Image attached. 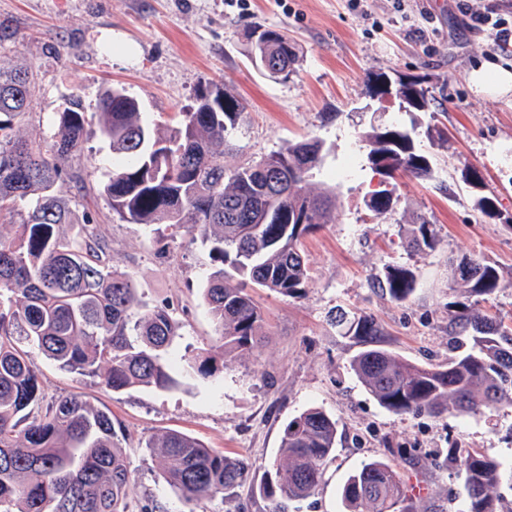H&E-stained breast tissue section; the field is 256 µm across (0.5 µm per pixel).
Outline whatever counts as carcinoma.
<instances>
[{"label": "carcinoma", "mask_w": 512, "mask_h": 512, "mask_svg": "<svg viewBox=\"0 0 512 512\" xmlns=\"http://www.w3.org/2000/svg\"><path fill=\"white\" fill-rule=\"evenodd\" d=\"M272 59L294 67L298 54L288 37L267 31ZM36 88L23 67L0 65V214L31 206L4 231L0 224V512H129L131 473L111 415L78 393L44 402L39 374L27 345H35L59 368L95 376L112 391L134 386L159 390L175 383L168 358L179 325L165 305L148 306L131 277L105 262V240L96 225L68 236L75 223L68 200L54 191L66 162L81 151L85 111L77 98L58 113L48 141L15 132ZM396 97L410 112L428 107L419 81L399 82ZM239 103L227 90L203 91L178 127L145 121L138 99L122 88L103 91L98 125L112 148V178L105 187L112 211L135 224H169L198 232L219 266L202 296L215 320L220 348L251 353L264 335L265 317L253 288L300 298L308 283L302 238L330 221L336 187L316 188L312 171L322 162L323 143L288 144L261 160L224 168V142ZM369 163L393 177L432 172L408 133L387 129L360 136ZM366 206L378 216L391 208L389 191H377ZM430 223L421 218L407 246L431 249ZM460 311L454 316L455 354L448 365L423 367L371 347L351 369L373 398L397 414L481 415L512 406V324L482 312L502 288L498 269L462 260ZM391 297L403 302L415 275L404 267L387 271ZM346 332L380 334L368 316L339 319ZM192 372L209 377L223 357L203 350L189 359ZM336 418L317 406L288 421L279 458L257 486L288 512L323 482L336 447ZM187 512L242 485L252 465L207 447L175 430L145 444ZM454 461L468 494V512H502L499 487H512V467L475 448L453 445ZM344 512H415L400 475L384 460L365 461L342 488Z\"/></svg>", "instance_id": "obj_1"}]
</instances>
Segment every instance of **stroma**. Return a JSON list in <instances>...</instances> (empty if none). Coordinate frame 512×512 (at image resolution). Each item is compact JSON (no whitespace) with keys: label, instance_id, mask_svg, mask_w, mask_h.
<instances>
[{"label":"stroma","instance_id":"35a3bbf8","mask_svg":"<svg viewBox=\"0 0 512 512\" xmlns=\"http://www.w3.org/2000/svg\"><path fill=\"white\" fill-rule=\"evenodd\" d=\"M476 13L512 27V0H0V60L30 65L38 81L19 129L50 138L65 102L81 99L86 139L55 189L97 225L108 266L130 275L146 303L169 306L180 324L172 356L209 348L216 338L201 293L213 266L198 234L131 224L113 213L104 192L112 153L95 114L105 88H124L147 119L166 127L177 126L203 90L226 88L240 104L226 135L227 167L318 138L328 153L313 181L340 193L333 221L303 240V297L255 289L267 334L250 355H225L214 377L187 378L176 369L168 389L114 392L35 354L45 399L75 392L111 413L131 472V508L151 496L167 512H180L143 447L153 435L179 430L254 465L250 483L197 512H272L273 502L254 494L252 483L278 458L288 420L311 406L336 419L335 456L318 491L288 512H342L346 477L369 459L398 471L419 512H466L463 482L448 461L451 444L512 465V407L478 416L395 414L351 369L371 345L418 365L447 364L459 299L450 265L460 259L498 268L503 288L485 308L512 315V94L479 95L469 83L482 63L512 64V42L494 41L473 22ZM257 25L295 44L299 61L288 79H271L254 65ZM379 75L420 79L436 107L410 114L398 100L374 97ZM374 127L409 131L433 166L428 178L396 173L393 207L382 217L365 205L381 176L358 143ZM467 165L479 170L483 189L463 181ZM483 191L494 194L498 219L476 208ZM420 216L429 220L435 246L415 252L405 242ZM391 266L415 274L406 301H394L383 285ZM342 312L374 316L380 335L368 342L347 334L335 322Z\"/></svg>","mask_w":512,"mask_h":512}]
</instances>
